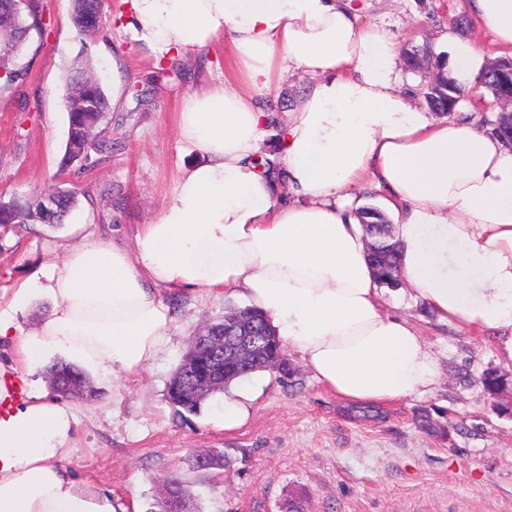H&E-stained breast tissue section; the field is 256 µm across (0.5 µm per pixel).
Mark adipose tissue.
Instances as JSON below:
<instances>
[{
  "label": "adipose tissue",
  "instance_id": "1",
  "mask_svg": "<svg viewBox=\"0 0 512 512\" xmlns=\"http://www.w3.org/2000/svg\"><path fill=\"white\" fill-rule=\"evenodd\" d=\"M127 10L131 39L156 58L223 37L230 68L184 98L176 135L199 161L133 248L84 236L0 309V342L13 345L0 363V512H130L69 476L76 414L30 390L24 371L62 351L107 373L143 372L171 339L163 286L246 298L340 397L429 391L436 361L405 319L383 312L362 227L343 204L368 175L392 198L413 296L512 362V149L467 117L413 107L395 43L359 26L356 0H128ZM468 13L512 51V0H468ZM484 63L470 36L450 40L455 78L475 79ZM290 71L312 81L282 118L254 93ZM274 122L283 179L256 165ZM38 297L52 307L22 331L17 316Z\"/></svg>",
  "mask_w": 512,
  "mask_h": 512
}]
</instances>
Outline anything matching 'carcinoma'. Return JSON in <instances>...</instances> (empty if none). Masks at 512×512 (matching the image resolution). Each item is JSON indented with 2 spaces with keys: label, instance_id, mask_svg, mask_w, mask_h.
Segmentation results:
<instances>
[{
  "label": "carcinoma",
  "instance_id": "cac0c4a2",
  "mask_svg": "<svg viewBox=\"0 0 512 512\" xmlns=\"http://www.w3.org/2000/svg\"><path fill=\"white\" fill-rule=\"evenodd\" d=\"M44 4L42 0H0V70L5 72L4 83L0 84V92L21 86L28 75V66L18 62V51L28 42L32 30H42ZM71 22L81 36L93 37L104 29V0H72ZM435 55L429 47L407 52V61L429 59ZM443 61L438 72V80L422 92L425 106L432 112L448 109V102H462L466 96V88L454 79L448 78L447 57L439 55ZM64 90L67 96L64 105L68 113V140L66 155L61 173L74 169V175L82 174L83 166H74L73 151L83 144L87 136H93L92 151L102 158L112 156V139L95 134L110 111L109 99L97 78L81 67L74 68L66 78ZM56 206L51 210H41L33 201L22 196H12L6 205L0 207V228L9 229L16 224L38 222L40 224H60L77 205L78 188L58 190L53 193ZM364 233L369 234L380 224L387 223L385 214L375 206H366L360 211ZM367 258L372 266L378 283L393 287L398 284L394 272L398 267V249L390 232L377 233L373 237V247L367 251ZM237 319L236 333L250 334L263 331L257 337V343L264 349V361L248 369L243 367L226 372L224 387L211 392V395L224 392V388L239 378L248 377L253 373L278 369L291 374L292 369L284 366L287 362L284 348L276 336L271 321L264 314L249 308L230 305L224 310V318L212 322V328L229 333V325L225 320ZM48 378L67 380L72 385L89 389L88 399L92 400L97 392L90 388L85 372L78 366L56 362L48 368ZM484 396L496 400L501 395L505 378L495 370L485 371L479 378ZM166 396L170 405L180 414L195 415L199 413L204 400H181L175 397L171 388H166Z\"/></svg>",
  "mask_w": 512,
  "mask_h": 512
}]
</instances>
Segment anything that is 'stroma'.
I'll list each match as a JSON object with an SVG mask.
<instances>
[{
  "label": "stroma",
  "mask_w": 512,
  "mask_h": 512,
  "mask_svg": "<svg viewBox=\"0 0 512 512\" xmlns=\"http://www.w3.org/2000/svg\"><path fill=\"white\" fill-rule=\"evenodd\" d=\"M43 3L45 28L32 32L23 51L22 93L0 95V195L36 199L62 188L68 123L59 88L74 61L88 65L116 99L105 131L112 156L89 162L70 220L0 230L1 307L47 258L86 233L133 247L180 170L194 161L175 136L184 97L224 78L220 42L171 63L149 56L124 29L125 0H106L107 26L90 39L70 23L71 0ZM360 5V24L383 28L398 48L428 44L443 54L450 36L463 31L487 60L505 55L469 23L467 0ZM139 90L148 92V105H139ZM106 212L111 222H101ZM160 293L173 315L169 350L135 376L87 370L98 399L68 400L78 424L66 465L82 489L112 493L147 512L173 473L193 512H285L292 499L303 512H512V415L498 413L477 385L484 371L497 370L509 382L504 399L512 405V363L411 298L407 284L382 289L383 310L408 319L436 358L439 380L431 392L383 407L350 404L290 349L292 374L250 377L259 395L247 421L232 431L224 428L223 395L210 398L200 414L181 417L165 390L194 332L243 298L200 300L166 287ZM424 409L443 410L435 431L419 428ZM201 455H223L229 464L201 470Z\"/></svg>",
  "instance_id": "35a3bbf8"
}]
</instances>
